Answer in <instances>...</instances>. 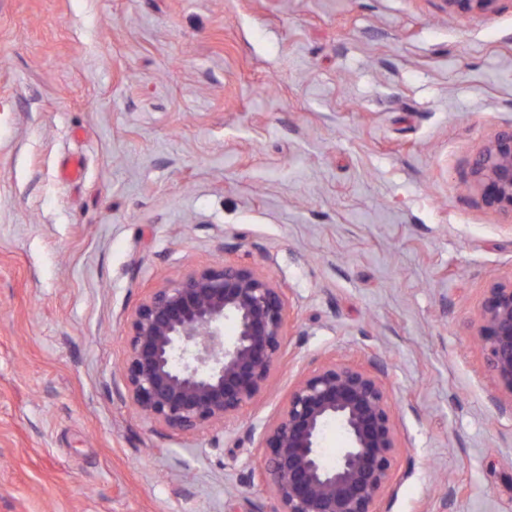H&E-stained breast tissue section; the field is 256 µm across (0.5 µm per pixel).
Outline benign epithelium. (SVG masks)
<instances>
[{
	"label": "benign epithelium",
	"mask_w": 512,
	"mask_h": 512,
	"mask_svg": "<svg viewBox=\"0 0 512 512\" xmlns=\"http://www.w3.org/2000/svg\"><path fill=\"white\" fill-rule=\"evenodd\" d=\"M442 2L450 16H488L498 0ZM474 175L485 205L512 217V126L485 147ZM290 317L284 290L244 266L215 263L151 289L125 319L128 400L145 419L178 432L237 417L268 386ZM227 321L235 326L229 341ZM476 333L489 371L512 396V279L486 288ZM330 421L343 428L346 444L329 467L320 440ZM258 444L273 512H377L394 484L390 396L363 366L311 370Z\"/></svg>",
	"instance_id": "7a95c632"
}]
</instances>
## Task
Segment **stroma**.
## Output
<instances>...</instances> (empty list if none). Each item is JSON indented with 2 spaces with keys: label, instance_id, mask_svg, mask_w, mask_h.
Masks as SVG:
<instances>
[{
  "label": "stroma",
  "instance_id": "35a3bbf8",
  "mask_svg": "<svg viewBox=\"0 0 512 512\" xmlns=\"http://www.w3.org/2000/svg\"><path fill=\"white\" fill-rule=\"evenodd\" d=\"M512 125V0H0V512H272L261 431L376 357L380 512H512V401L474 329L512 220L474 187ZM228 261L289 293L269 387L147 421L120 368L148 290ZM445 12L450 15L478 14L488 16L496 11L499 0H441Z\"/></svg>",
  "mask_w": 512,
  "mask_h": 512
}]
</instances>
